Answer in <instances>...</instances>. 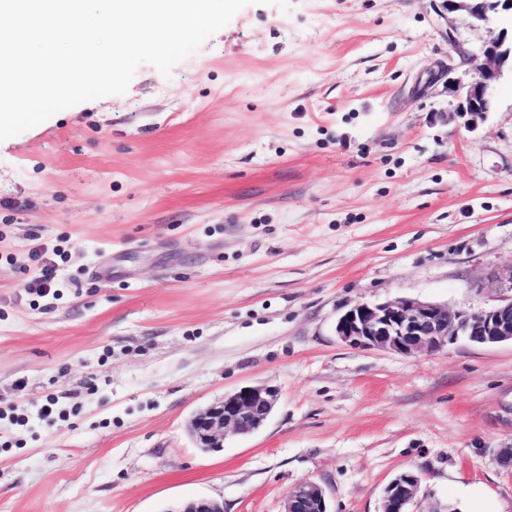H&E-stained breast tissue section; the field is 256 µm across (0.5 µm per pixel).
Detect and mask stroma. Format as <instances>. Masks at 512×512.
I'll return each mask as SVG.
<instances>
[{"label":"stroma","mask_w":512,"mask_h":512,"mask_svg":"<svg viewBox=\"0 0 512 512\" xmlns=\"http://www.w3.org/2000/svg\"><path fill=\"white\" fill-rule=\"evenodd\" d=\"M504 30L442 0L252 4L171 76L0 142V512H282L303 480L379 512L408 470L414 512L473 481L512 512V345L335 333L362 302L497 303L512 73L475 117L451 86L454 46ZM252 384L279 392L265 426L196 448L190 418Z\"/></svg>","instance_id":"35a3bbf8"}]
</instances>
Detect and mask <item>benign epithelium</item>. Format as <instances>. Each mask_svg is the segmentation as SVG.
<instances>
[{
  "mask_svg": "<svg viewBox=\"0 0 512 512\" xmlns=\"http://www.w3.org/2000/svg\"><path fill=\"white\" fill-rule=\"evenodd\" d=\"M453 14H466L473 23L490 21L491 15L512 12V0H490L492 13L478 12L474 0H443ZM468 78L458 80L453 92L461 98L457 111L479 115L490 111V90L506 67L512 68V42L500 38L471 55ZM501 288L510 292L500 303L471 310L446 304L398 298L383 303H358L346 310L335 325L336 336L345 344L362 349L388 350L402 355L438 352L460 339L476 345L512 343V269L501 277ZM278 398L276 389L247 385L224 394V398L191 418L188 430L196 447L214 451L224 447L227 435L252 434L270 417ZM421 486L413 472L395 477L384 489L380 512H409ZM174 512H224L213 499H194ZM282 512H328L326 492L314 481H301L288 496Z\"/></svg>",
  "mask_w": 512,
  "mask_h": 512,
  "instance_id": "7a95c632",
  "label": "benign epithelium"
}]
</instances>
